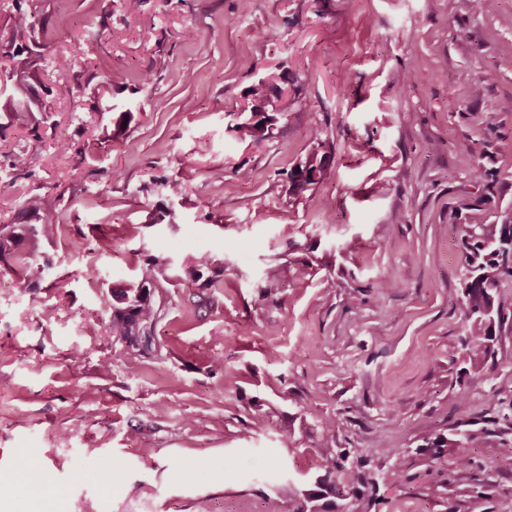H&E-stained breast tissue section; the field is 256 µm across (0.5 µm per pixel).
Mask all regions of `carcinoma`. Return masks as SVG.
Segmentation results:
<instances>
[{"instance_id": "carcinoma-1", "label": "carcinoma", "mask_w": 512, "mask_h": 512, "mask_svg": "<svg viewBox=\"0 0 512 512\" xmlns=\"http://www.w3.org/2000/svg\"><path fill=\"white\" fill-rule=\"evenodd\" d=\"M36 27L34 14L17 9L9 26V39L0 46V68L8 73L7 80L12 82L11 90L0 97V112L21 127L29 125L33 113L47 111L38 92L42 85L41 74L29 47ZM279 92L280 86L264 81L249 88L247 104L240 112L239 122L233 125L242 139L261 143L271 138L281 114L276 106ZM331 158V145L319 143L304 161L291 169L292 190L299 189L305 181L318 183L326 175ZM29 208L38 223L0 225V260L18 263L27 286L37 288L48 264L42 255V241L51 239L58 227V199L45 194L31 200ZM460 245L464 270V343L471 355H487L493 343L492 328L502 316L496 300L497 289L503 277H512V265L508 264V258L512 257V207L502 210L493 224L465 225ZM168 266V259L149 256L140 267L135 284L113 289L111 299L106 301L107 329L113 341L143 358H150L156 352L155 328L162 316L156 295ZM185 279L214 293L224 287V266L203 254L194 259ZM486 433L485 428L466 429L438 437L432 442L434 456L438 458L448 449L475 447ZM378 483L370 472L348 464L347 457H335L313 484L288 488V512H336V504L327 497L326 487L338 484L346 495L348 512H370Z\"/></svg>"}]
</instances>
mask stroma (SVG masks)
Here are the masks:
<instances>
[{
	"instance_id": "1",
	"label": "stroma",
	"mask_w": 512,
	"mask_h": 512,
	"mask_svg": "<svg viewBox=\"0 0 512 512\" xmlns=\"http://www.w3.org/2000/svg\"><path fill=\"white\" fill-rule=\"evenodd\" d=\"M20 7L45 87L64 55L74 90L25 128L0 114V225L48 192L60 215L40 287L0 262V512H265L322 473L326 423L374 473L402 462L372 512H512V277L494 355L468 360L458 249L512 206V0H0V40ZM284 71L301 91L249 144L231 115ZM321 141L326 176L292 194ZM201 254L224 265L213 296L179 277ZM149 255L175 272L151 359L104 307ZM471 424L480 447L434 459Z\"/></svg>"
}]
</instances>
